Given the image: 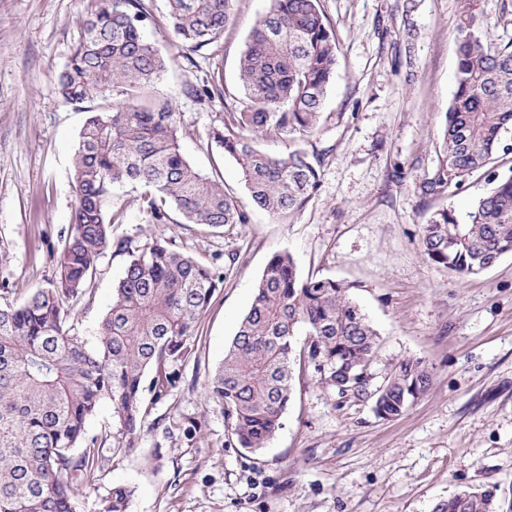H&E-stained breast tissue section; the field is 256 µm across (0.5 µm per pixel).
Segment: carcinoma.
Listing matches in <instances>:
<instances>
[{
	"mask_svg": "<svg viewBox=\"0 0 512 512\" xmlns=\"http://www.w3.org/2000/svg\"><path fill=\"white\" fill-rule=\"evenodd\" d=\"M175 38L201 52L224 39L234 0H167ZM455 90L446 112L444 159L419 184L424 197L461 190L474 174L491 185L459 218L433 211L422 225L423 254L461 276L478 275L512 255V42L497 44L461 0ZM145 0H102L59 72L56 91L71 104L112 99L90 111L73 158L77 206L62 241L58 273L18 305L0 307V512H77L78 490L94 486L108 454L132 447L147 415L146 395H168L190 351L201 315L224 277L158 238L128 250L123 277L88 348L74 308L93 282L124 212L107 210L112 187L143 188L133 200L154 224L171 221L221 230L249 223L247 209L224 182L183 154L177 113L155 84L167 67L144 35ZM335 33L321 0H271L252 28L238 63L245 99L207 134L239 165L253 207L281 223L305 211L319 188L318 153L272 154L264 139L311 137L336 73ZM197 96L224 97V77L210 76ZM303 337L297 341V337ZM379 334L348 289L330 278L302 277L287 251L268 261L253 301L206 385L228 421L231 440L258 453L274 439L292 396L294 366L313 368L339 395L366 394L360 379L343 390L336 367L368 374ZM431 374L404 359L372 394L378 417L400 416L429 390ZM112 403L118 434L112 448L86 437L98 404ZM498 488L462 490L434 512H497ZM133 490L114 485L98 512H128Z\"/></svg>",
	"mask_w": 512,
	"mask_h": 512,
	"instance_id": "obj_1",
	"label": "carcinoma"
}]
</instances>
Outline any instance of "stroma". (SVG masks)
<instances>
[{
    "instance_id": "35a3bbf8",
    "label": "stroma",
    "mask_w": 512,
    "mask_h": 512,
    "mask_svg": "<svg viewBox=\"0 0 512 512\" xmlns=\"http://www.w3.org/2000/svg\"><path fill=\"white\" fill-rule=\"evenodd\" d=\"M494 42L512 41V0H471ZM460 0H321L336 33L338 66L317 132L320 187L293 223L254 209L244 225L150 223L127 207L132 186L114 188L125 207L112 238L138 247L157 237L225 271L181 366V382L154 401L134 448L108 461L80 490L94 512L108 487L134 489L129 512H433L464 489L498 486L512 512V257L462 277L427 260L421 227L442 207L464 213L489 186L422 198L418 185L443 160L456 70ZM146 37L168 57L156 84L180 121L185 156L219 175L241 204L249 198L235 162L206 133L240 106L239 57L269 0H235L220 48L185 56L165 0H148ZM98 0H0V307L54 279L61 237L77 200L72 160L84 108L54 83ZM224 74V95L200 100L189 85ZM290 252L301 276L349 286L380 334L371 386L388 367L421 359L431 386L401 416L384 420L372 399L342 397L304 371L293 382L282 427L252 454L229 440L204 384L250 307L269 258ZM128 260L109 248L98 262L77 326L96 348L98 324Z\"/></svg>"
}]
</instances>
